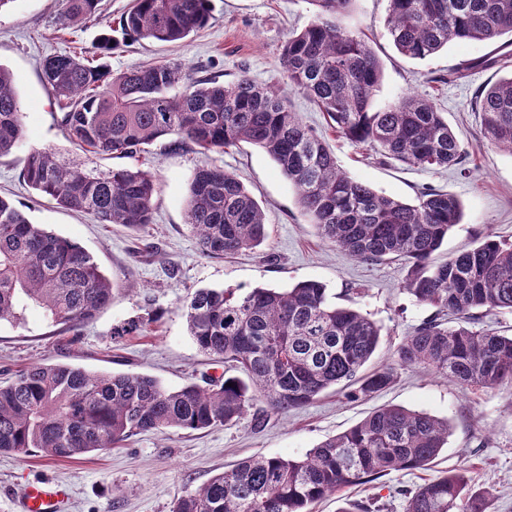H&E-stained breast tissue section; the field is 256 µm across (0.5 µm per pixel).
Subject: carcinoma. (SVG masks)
Wrapping results in <instances>:
<instances>
[{
  "label": "carcinoma",
  "instance_id": "1",
  "mask_svg": "<svg viewBox=\"0 0 512 512\" xmlns=\"http://www.w3.org/2000/svg\"><path fill=\"white\" fill-rule=\"evenodd\" d=\"M315 19L283 46V77L341 136L421 168L464 169L466 152L428 98L406 94L372 109L381 64L343 18L354 0H310ZM386 28L401 55L429 57L450 42H494L512 36V0H387ZM100 0H65L63 29L95 17ZM211 0H135L119 19L125 37L176 43L206 25ZM507 45L461 64L454 76L504 68ZM42 72L69 139L94 155L138 157L160 138L201 153L239 143L264 150L297 190L307 223L354 258L413 263L404 290L419 304L451 312L457 325L436 318L397 347L392 363L366 373L381 327L351 306L329 300L325 286L304 281L288 289L246 293L199 288L182 304L190 336L204 354L241 375L222 374L177 389L138 373H97L71 364L33 363L0 384V452L35 450L75 459L117 448L141 432L200 430L252 415L285 413L340 387L349 399L390 387L397 369L438 374L463 387L512 385V336L475 329L478 315L512 312V244L488 234L476 246L432 265V255L460 222L459 199L427 190L412 205L382 195L343 172L336 156L279 89L243 74L231 85L198 80L177 61H157L120 73L78 55L47 58ZM485 136L512 154V76L477 91ZM25 138L12 75L0 66V156ZM26 182L60 207L90 213L103 224L151 223L156 192L151 172L89 168L48 148L28 152ZM185 223L202 254L222 257L260 246L264 212L239 177L204 164L191 176ZM115 286L78 243L32 224L0 197V322L23 320L30 305L63 332L84 325L112 304ZM112 328L138 336L146 322ZM448 421L400 406H382L357 425L311 449L304 458L254 456L176 500L172 512H307L345 487L393 471L430 466L447 444ZM466 471L450 469L404 497V512H458Z\"/></svg>",
  "mask_w": 512,
  "mask_h": 512
}]
</instances>
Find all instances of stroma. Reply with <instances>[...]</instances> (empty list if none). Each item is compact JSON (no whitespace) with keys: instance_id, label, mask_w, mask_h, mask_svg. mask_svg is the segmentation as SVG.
Segmentation results:
<instances>
[{"instance_id":"stroma-1","label":"stroma","mask_w":512,"mask_h":512,"mask_svg":"<svg viewBox=\"0 0 512 512\" xmlns=\"http://www.w3.org/2000/svg\"><path fill=\"white\" fill-rule=\"evenodd\" d=\"M134 0H102L100 17L69 34L57 18L64 0H11L0 9V65L13 76L26 137L0 157V197L15 203L31 223L70 238L94 256L117 286L110 306L69 343L41 311L27 310L21 323L0 324V382L35 362L71 363L92 372H134L177 388L221 375L224 365L202 353L190 336L180 307L199 288L248 290L286 288L316 280L336 304L351 305L382 327V342L371 367L392 363L398 345L414 328L436 314L405 293L412 269L405 260L365 262L323 241L300 212L297 194L276 162L262 149L241 144L222 153L201 155L193 143L173 150L159 139L140 158L85 156L58 122V109L42 75L47 57L80 52L99 54L106 24H117ZM208 25L179 43L123 40L102 56L112 72L161 59L178 60L196 76L224 83L248 75L262 85L283 87L282 47L292 32L314 17L308 0H212ZM387 0H353L345 25L361 35L382 64L373 105L382 108L405 94L431 99L443 112L466 151L468 175L457 168L425 169L389 159L369 146L338 136L302 94L289 93L293 111L325 139L338 165L352 178L381 194L415 203L425 189L457 196L463 207L434 261L473 247L485 232L512 242V154L492 145L475 110L477 89L501 78L498 69L472 71L445 82L461 60L486 55L482 42L452 43L433 56L410 59L399 54L387 33ZM100 55V54H99ZM50 148L87 160L102 171L138 166L157 179L151 224L132 231L101 224L90 214L61 208L35 192L23 179L30 149ZM212 163L235 172L263 208L267 238L255 250L222 258L204 256L184 218L195 168ZM155 313L143 335L116 338L113 326ZM397 405L448 421V445L436 460L439 470L465 469L484 512H512V385L494 389L461 387L437 374L401 368L393 385L369 399L347 400L327 391L313 403L269 414L263 426L251 417L198 431L171 430L132 436L121 447L92 452L75 460L53 461L40 453L0 454V512H15L22 490L32 482L65 485L63 512H171L174 500L254 455L301 458L357 424L373 409ZM430 471L390 473L344 488L311 505L308 512H338L344 501L369 512H403L401 497L390 489L415 488Z\"/></svg>"}]
</instances>
